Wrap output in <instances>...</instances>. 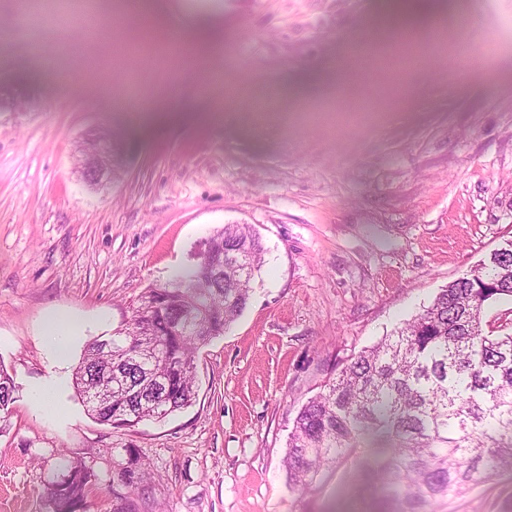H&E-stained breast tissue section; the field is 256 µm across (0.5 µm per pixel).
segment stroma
Returning a JSON list of instances; mask_svg holds the SVG:
<instances>
[{
    "label": "stroma",
    "mask_w": 512,
    "mask_h": 512,
    "mask_svg": "<svg viewBox=\"0 0 512 512\" xmlns=\"http://www.w3.org/2000/svg\"><path fill=\"white\" fill-rule=\"evenodd\" d=\"M200 2L157 0L167 22L146 34L121 8L83 26L97 0H0V364L18 387L0 512H48L65 449L94 472L85 512H331L347 469L302 493L282 467L301 406L512 239V0H461L400 73L383 59L401 47L373 39L383 0H223L207 57ZM475 15L491 51L449 68ZM95 138L120 165L91 188L74 162ZM227 224L254 227L263 263L197 353L195 402L95 422L73 386L85 345ZM51 315L85 324L62 366ZM55 376L64 412L48 417L28 390ZM448 512H512V471Z\"/></svg>",
    "instance_id": "stroma-1"
}]
</instances>
